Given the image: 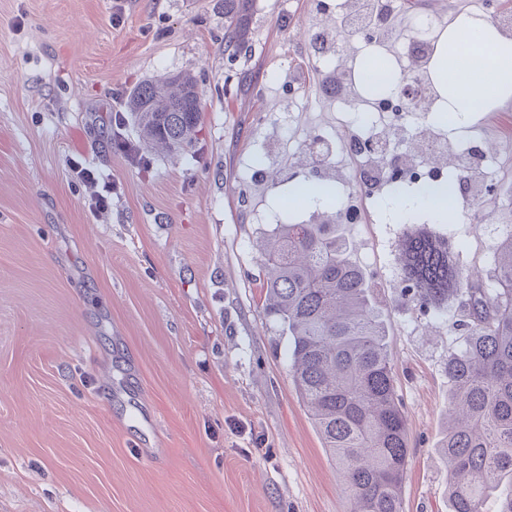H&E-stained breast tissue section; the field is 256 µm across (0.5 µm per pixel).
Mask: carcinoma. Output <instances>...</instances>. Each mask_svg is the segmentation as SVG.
Returning a JSON list of instances; mask_svg holds the SVG:
<instances>
[{"label": "carcinoma", "mask_w": 512, "mask_h": 512, "mask_svg": "<svg viewBox=\"0 0 512 512\" xmlns=\"http://www.w3.org/2000/svg\"><path fill=\"white\" fill-rule=\"evenodd\" d=\"M255 0H224V51L251 50ZM141 146L181 149L196 138L195 76L147 80L126 102ZM316 224H275L262 251L265 310L289 337V372L323 448L336 462L351 512H402L408 426L394 384L385 326L363 271L336 224L340 201L324 182L303 191ZM403 293L421 311L460 307L461 347L448 357L451 512H512V236L496 241L485 276L465 266L461 241L407 224L395 244Z\"/></svg>", "instance_id": "obj_1"}]
</instances>
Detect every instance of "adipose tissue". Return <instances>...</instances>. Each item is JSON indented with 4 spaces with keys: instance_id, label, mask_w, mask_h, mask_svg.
<instances>
[{
    "instance_id": "ef3b65f1",
    "label": "adipose tissue",
    "mask_w": 512,
    "mask_h": 512,
    "mask_svg": "<svg viewBox=\"0 0 512 512\" xmlns=\"http://www.w3.org/2000/svg\"><path fill=\"white\" fill-rule=\"evenodd\" d=\"M468 46L474 58L492 63L494 96H484L473 77L448 58L451 49ZM431 70L437 74L440 96L446 97V112L454 124L464 123L476 112L493 108L512 97V40L502 38L490 18L481 13L459 15L441 34L434 50Z\"/></svg>"
}]
</instances>
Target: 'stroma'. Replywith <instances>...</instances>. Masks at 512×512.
Instances as JSON below:
<instances>
[{
    "mask_svg": "<svg viewBox=\"0 0 512 512\" xmlns=\"http://www.w3.org/2000/svg\"><path fill=\"white\" fill-rule=\"evenodd\" d=\"M0 0V512H349L337 468L288 374V337L265 316L261 219L326 164L358 223L339 215L386 327L409 426L403 512H449L452 312L419 311L394 260L428 220L356 191L357 163L309 31L326 0H255L252 49L224 53V0ZM198 80L203 124L180 154L117 150L142 81ZM295 112L292 128L281 113ZM494 146L486 211L512 221V99L448 130ZM265 171L253 178L256 153ZM80 162L116 183L90 213Z\"/></svg>",
    "mask_w": 512,
    "mask_h": 512,
    "instance_id": "1",
    "label": "stroma"
}]
</instances>
